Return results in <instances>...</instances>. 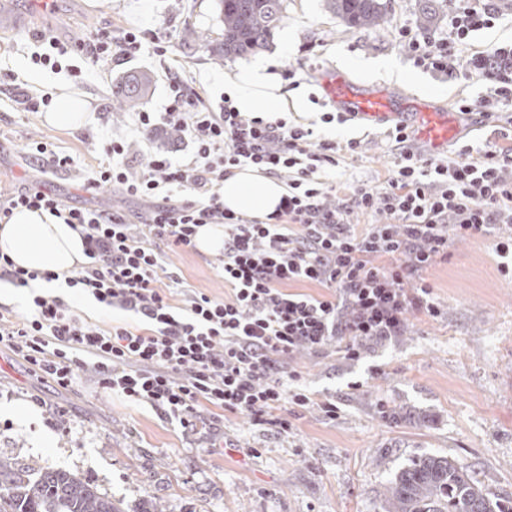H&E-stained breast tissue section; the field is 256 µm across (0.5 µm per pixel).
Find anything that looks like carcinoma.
I'll list each match as a JSON object with an SVG mask.
<instances>
[{
    "label": "carcinoma",
    "mask_w": 512,
    "mask_h": 512,
    "mask_svg": "<svg viewBox=\"0 0 512 512\" xmlns=\"http://www.w3.org/2000/svg\"><path fill=\"white\" fill-rule=\"evenodd\" d=\"M346 26L377 29L387 11L385 0H327ZM221 37L187 28L184 36L207 45L216 59L242 57L273 39L284 0H218ZM150 85L142 75L116 90L127 111L140 106ZM0 512H123L119 503L64 468H19L0 455ZM384 512H506L469 474L446 457L422 456L400 469L387 487Z\"/></svg>",
    "instance_id": "carcinoma-1"
}]
</instances>
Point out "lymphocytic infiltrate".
Masks as SVG:
<instances>
[{"label": "lymphocytic infiltrate", "instance_id": "1", "mask_svg": "<svg viewBox=\"0 0 512 512\" xmlns=\"http://www.w3.org/2000/svg\"><path fill=\"white\" fill-rule=\"evenodd\" d=\"M506 15L498 0H448V31L403 24L394 29L416 66L441 78L481 82L478 102L460 101L465 116L503 114L512 126V42L489 48L476 32ZM33 64L83 79L84 66L122 63L149 51L159 61L167 100L135 113L132 133L149 149L134 165L126 138L106 135L105 158L82 183L85 191L118 189L148 202L136 217L67 205L56 194L23 186L0 198V223L14 210H43L69 224L85 244V263L67 277L105 309L133 315L100 326L53 292L34 294L28 311L0 312V350L34 375L66 389L88 376L98 387L148 404L168 421L190 426L208 411L243 415L287 437L296 410L335 419V399H316L303 384L297 355L337 352L356 362L370 348L405 335L407 315L437 317L427 269L447 261L459 241L497 233L500 256L512 254V150L463 141L450 156L425 153L401 126L389 138L396 160L384 187L353 182L337 195L328 177L361 143L319 136L313 125L244 112L230 97L212 103L185 77L170 33L101 29L76 43L37 39ZM85 64L65 66L70 56ZM178 132L192 145L183 159L155 147L159 132ZM280 179L286 193L264 218L224 206L226 178L243 167ZM224 227L221 270L229 295L182 292L165 272L154 240L195 249L197 227ZM321 287L318 295L295 291Z\"/></svg>", "mask_w": 512, "mask_h": 512}]
</instances>
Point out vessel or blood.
<instances>
[{"label": "vessel or blood", "instance_id": "obj_1", "mask_svg": "<svg viewBox=\"0 0 512 512\" xmlns=\"http://www.w3.org/2000/svg\"><path fill=\"white\" fill-rule=\"evenodd\" d=\"M324 98L338 111L373 124L397 121L409 126L432 152H440L459 131V115L426 100L409 101L383 89L359 86L337 71L320 78Z\"/></svg>", "mask_w": 512, "mask_h": 512}]
</instances>
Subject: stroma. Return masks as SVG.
<instances>
[{"mask_svg":"<svg viewBox=\"0 0 512 512\" xmlns=\"http://www.w3.org/2000/svg\"><path fill=\"white\" fill-rule=\"evenodd\" d=\"M431 10V30L448 29L445 0H388L385 24L376 30L345 26L326 0H286L284 17L269 46L259 54L279 67L297 70L299 88L288 100L319 93L318 76L336 70L366 87L426 99L456 111L458 100L477 99L479 83L443 80L414 67L393 36L395 26H421ZM165 27L175 53L188 63L187 76L219 99L226 73L247 57L215 60L206 46L185 39V27L218 35L222 25L216 0H0V190H14L25 178L33 142L71 156V169L44 185L76 207L108 208L121 201L105 191L91 195L80 177L99 162L101 129L125 133L133 117L112 93L117 79L133 71L157 72L143 56L96 70L79 85L30 62L33 42L49 33L63 42L108 28ZM393 62L401 80L368 62ZM42 90L74 86L89 104L78 129L46 124L42 114L12 109L8 74ZM308 101L302 122L317 120ZM385 125L356 119L324 125L321 135L355 138L362 152L336 170V191L351 182L378 185L393 166ZM495 237L456 244L447 262L426 272L442 314L407 316L405 336L374 348L363 359L302 356L308 390L335 398L336 419L317 411L297 415L295 433L279 438L253 426L247 417L227 416L223 430L198 422L185 428L98 388L89 379L66 390L31 376L22 359L0 353V454L19 464L72 470L96 484L129 512H382L386 486L412 459L438 455L458 460L491 498L512 503V280L504 277ZM220 254L168 252L167 270L184 287L221 299L228 295Z\"/></svg>","mask_w":512,"mask_h":512,"instance_id":"obj_1","label":"stroma"}]
</instances>
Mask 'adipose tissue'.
Wrapping results in <instances>:
<instances>
[{"label": "adipose tissue", "mask_w": 512, "mask_h": 512, "mask_svg": "<svg viewBox=\"0 0 512 512\" xmlns=\"http://www.w3.org/2000/svg\"><path fill=\"white\" fill-rule=\"evenodd\" d=\"M275 62L260 58L237 69L228 85L242 109L258 112L286 111ZM285 188L277 179L245 168L224 182V205L238 213L264 217L277 206ZM0 249L16 266L27 270L55 271L70 275L86 261L78 232L44 211L14 210L8 223L0 225Z\"/></svg>", "instance_id": "obj_1"}]
</instances>
